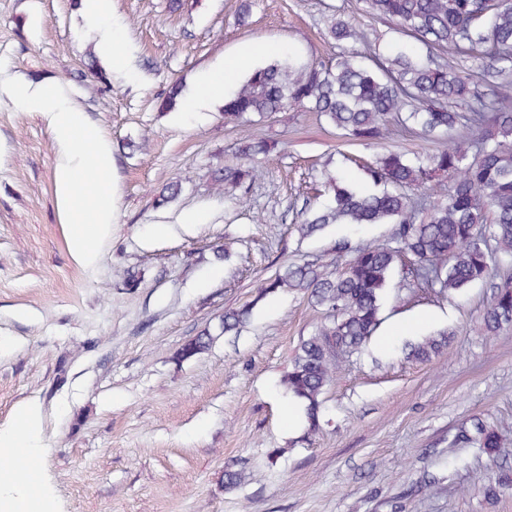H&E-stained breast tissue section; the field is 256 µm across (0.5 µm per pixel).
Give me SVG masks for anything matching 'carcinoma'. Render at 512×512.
<instances>
[{
  "mask_svg": "<svg viewBox=\"0 0 512 512\" xmlns=\"http://www.w3.org/2000/svg\"><path fill=\"white\" fill-rule=\"evenodd\" d=\"M363 10L388 23L400 42L386 53L356 30L339 9L323 23L337 49L329 61L288 53L253 68L224 98V118L241 127L239 162L216 168L218 187L240 188L260 175L259 160L274 145L250 127L278 112H314L344 137L369 144L399 132L437 143L409 157L396 150L364 165L376 186L370 193L324 172L330 200L305 203L297 231L313 236L329 224H390L384 244L355 250L345 238L326 261L289 265L269 278L263 293L288 288L307 294L326 321L295 349L282 379L301 403L309 428H319L322 396L338 364L359 352L381 323L384 291L398 260L411 259L412 282L441 295L482 281L495 288L482 328L495 334L512 325V0H359ZM174 82L161 98L165 111L180 104ZM181 185L155 196L163 207ZM244 305L219 316L174 353L180 364L209 350L216 339L249 321ZM441 330L405 346L406 358L429 362L448 349ZM459 440L495 457L501 441L480 418Z\"/></svg>",
  "mask_w": 512,
  "mask_h": 512,
  "instance_id": "1",
  "label": "carcinoma"
}]
</instances>
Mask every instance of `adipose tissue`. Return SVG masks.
Returning a JSON list of instances; mask_svg holds the SVG:
<instances>
[{"label":"adipose tissue","mask_w":512,"mask_h":512,"mask_svg":"<svg viewBox=\"0 0 512 512\" xmlns=\"http://www.w3.org/2000/svg\"><path fill=\"white\" fill-rule=\"evenodd\" d=\"M86 17L105 25L103 54L112 71L127 68L120 48V30L108 28L112 18V0H80ZM241 57L225 58L222 65L208 71L196 94L184 105L194 112L211 101L224 98V85L231 70L241 68ZM0 95L7 96L25 111L38 113L45 123L57 154L55 192L65 224L69 226V247L86 265H94L101 241L109 235L117 210L112 172V150L101 131L92 125L85 112L73 103L58 84L31 81L21 76L0 82ZM37 427V415L22 408L16 424L0 433V512H22L26 502H33L32 512H51L45 495L30 499L28 487L17 484L19 466L10 458L9 450L22 449V458L36 459L38 453L31 441Z\"/></svg>","instance_id":"obj_1"}]
</instances>
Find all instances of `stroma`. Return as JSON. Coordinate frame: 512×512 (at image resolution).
Here are the masks:
<instances>
[{
  "label": "stroma",
  "mask_w": 512,
  "mask_h": 512,
  "mask_svg": "<svg viewBox=\"0 0 512 512\" xmlns=\"http://www.w3.org/2000/svg\"><path fill=\"white\" fill-rule=\"evenodd\" d=\"M112 0L128 69L101 84V30L79 0H0V62L55 81L112 148L117 218L95 266L68 247L54 194L55 147L42 119L0 102V430L35 406V446L52 512H512V488L490 501L483 449L453 440L478 417L512 464V326L484 335L490 283L445 297L410 285L398 262L383 327L341 362L324 396L321 430L282 426L281 380L294 350L324 320L299 291L260 295L291 263L327 258L336 241L384 243L386 224H331L300 238L320 172L371 189L363 162L382 152L341 138L311 112H282L256 134L288 145L250 188L223 192L212 168L233 161L240 136L220 104L160 110L171 82L184 95L225 56L258 41L306 59L328 57L322 16L341 7L388 44L396 35L358 0ZM180 180L168 207L156 190ZM191 210L208 215L186 224ZM137 287H129V278ZM251 305L249 323L181 364L174 352ZM447 329V351L408 361L406 343ZM245 480L224 488L226 466Z\"/></svg>",
  "instance_id": "1"
}]
</instances>
